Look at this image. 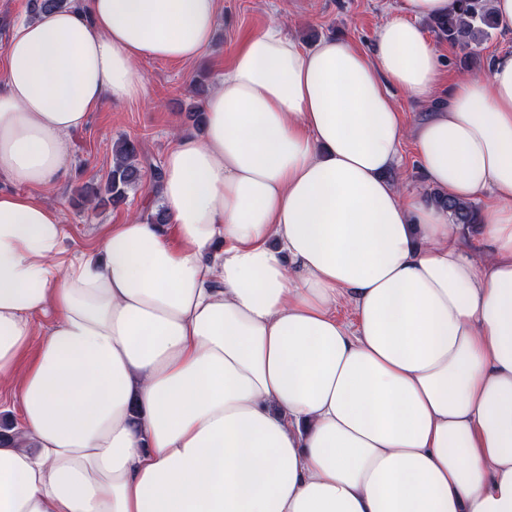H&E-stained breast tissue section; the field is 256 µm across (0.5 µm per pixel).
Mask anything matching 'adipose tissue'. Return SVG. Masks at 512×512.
I'll return each mask as SVG.
<instances>
[{
  "label": "adipose tissue",
  "instance_id": "ef3b65f1",
  "mask_svg": "<svg viewBox=\"0 0 512 512\" xmlns=\"http://www.w3.org/2000/svg\"><path fill=\"white\" fill-rule=\"evenodd\" d=\"M401 0L364 54L270 23L165 156L164 224L62 260L43 194L144 60H197L218 0H84L21 25L0 84V512H512V52L440 94ZM425 112L405 126L394 98ZM484 201L485 245L386 173ZM351 304L355 320L336 309ZM53 322L36 352L33 318ZM388 177L408 190L428 189L425 178L415 163V151L411 141H405L401 145L399 163L388 173Z\"/></svg>",
  "mask_w": 512,
  "mask_h": 512
}]
</instances>
